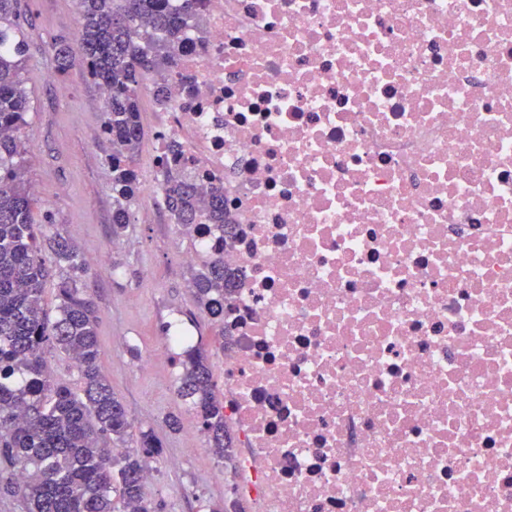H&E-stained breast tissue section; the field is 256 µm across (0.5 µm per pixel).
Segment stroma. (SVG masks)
<instances>
[{"label": "stroma", "instance_id": "obj_1", "mask_svg": "<svg viewBox=\"0 0 512 512\" xmlns=\"http://www.w3.org/2000/svg\"><path fill=\"white\" fill-rule=\"evenodd\" d=\"M74 0H23L29 36L26 86L33 110L24 137L30 146L35 212L48 216L43 230L72 241L84 258L108 252L109 266L89 267L82 278L99 309L101 363L133 425L153 430L162 452L146 486L155 512H221L229 497L224 466L208 450L195 416L177 396L174 354L167 336L190 330L208 344L216 383L224 358L212 341L214 327L188 287L183 259L192 240L171 224L160 195L138 196L121 248L112 246L110 142L102 134L100 89L83 67L65 76L66 94L49 81L51 48L77 37ZM177 416L179 429L168 425Z\"/></svg>", "mask_w": 512, "mask_h": 512}]
</instances>
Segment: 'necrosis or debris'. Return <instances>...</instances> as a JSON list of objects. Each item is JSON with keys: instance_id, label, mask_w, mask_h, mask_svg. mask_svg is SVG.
<instances>
[{"instance_id": "necrosis-or-debris-1", "label": "necrosis or debris", "mask_w": 512, "mask_h": 512, "mask_svg": "<svg viewBox=\"0 0 512 512\" xmlns=\"http://www.w3.org/2000/svg\"><path fill=\"white\" fill-rule=\"evenodd\" d=\"M155 131L237 232L253 512H512V0H196Z\"/></svg>"}]
</instances>
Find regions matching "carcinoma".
<instances>
[{
  "instance_id": "obj_1",
  "label": "carcinoma",
  "mask_w": 512,
  "mask_h": 512,
  "mask_svg": "<svg viewBox=\"0 0 512 512\" xmlns=\"http://www.w3.org/2000/svg\"><path fill=\"white\" fill-rule=\"evenodd\" d=\"M175 11L170 0H75L81 17L74 43L53 45L55 69L80 62L99 87L111 89L102 130L112 145V240L125 236L140 192L132 163L144 138L142 92L157 97L153 78L176 66L178 39L193 0ZM27 34L17 0H0V495L18 498L24 512H153L144 469L161 444L150 429L137 447L126 443L129 413L100 365L98 306L69 275L84 270L78 248L64 237L46 240L35 219L28 150L20 145L31 109L23 73ZM159 189L174 223L190 234L209 220L226 238L235 225L217 191L199 192L184 170L162 167ZM51 249L56 264L46 262ZM59 271L58 305L50 314L43 285ZM236 273L210 252L190 266L189 286L224 346V308ZM61 351L78 371L79 389L59 382L48 354ZM177 392L197 418L209 450L231 462L237 437L213 380L203 340L176 354Z\"/></svg>"
}]
</instances>
